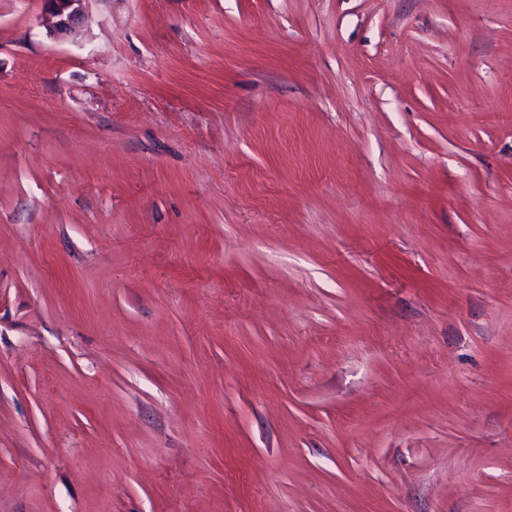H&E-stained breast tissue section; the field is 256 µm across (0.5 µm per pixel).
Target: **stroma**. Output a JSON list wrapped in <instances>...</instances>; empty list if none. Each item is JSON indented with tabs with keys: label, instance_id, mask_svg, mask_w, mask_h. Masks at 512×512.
<instances>
[{
	"label": "stroma",
	"instance_id": "1",
	"mask_svg": "<svg viewBox=\"0 0 512 512\" xmlns=\"http://www.w3.org/2000/svg\"><path fill=\"white\" fill-rule=\"evenodd\" d=\"M0 0V512H512V0ZM88 2L90 0H42L41 24L53 38L68 39L85 20Z\"/></svg>",
	"mask_w": 512,
	"mask_h": 512
}]
</instances>
